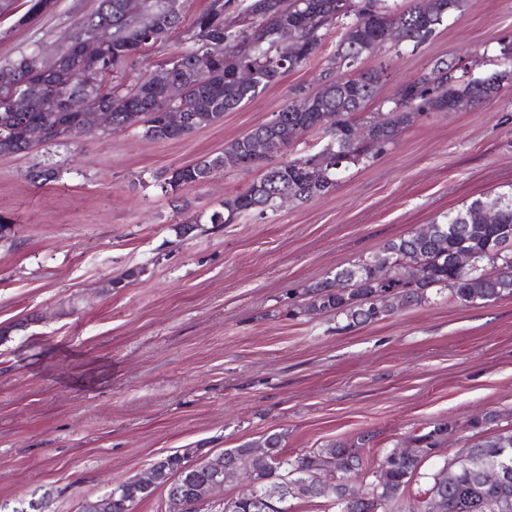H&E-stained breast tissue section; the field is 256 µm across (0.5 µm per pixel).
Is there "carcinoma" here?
Here are the masks:
<instances>
[{
    "mask_svg": "<svg viewBox=\"0 0 512 512\" xmlns=\"http://www.w3.org/2000/svg\"><path fill=\"white\" fill-rule=\"evenodd\" d=\"M122 2L99 0L92 12L103 28L107 60L102 63L83 64L68 49L47 61L32 51L4 65L18 74L29 105L27 111L16 112L7 96L0 95L1 156L26 154L62 137L81 122V114L65 111L61 99L41 93L43 83L56 85L64 95L81 92L80 74L94 71L99 76L94 99L111 110L112 130H137L155 141L178 139L223 120L224 113L238 109L315 57L328 30H341L318 92L293 98L274 118L229 143L221 154L169 172L166 185L175 191L209 180L223 169L261 170L245 190L224 198V211L210 218L213 224H229L245 214L262 217L276 210L283 195L298 200L327 195L336 188L342 164L369 163L423 114L453 112L456 100L466 96L474 104L490 102L498 96L503 82L512 81V47L505 53L504 69L493 73L484 84L475 83L464 73L456 75L455 64L442 59L400 87L393 98L378 104L377 115L363 118L360 113L375 99L384 68H372L348 79L339 72L387 43L386 32L393 25L402 29L405 43L420 46L449 14L464 7V0H431L426 6L423 0H410L402 10L389 0H210L191 24L192 49L176 54L167 64L172 80L189 83L185 95L170 104L145 82L129 89L106 78L125 64L131 48L143 52L166 39L178 28L182 13L171 10L170 0H143V12L132 18L122 11ZM219 44L224 45L222 54L215 52ZM200 53L209 56V64L206 75L195 79L194 59ZM241 67L255 73L253 82L238 80ZM171 106L186 116V123L172 126L165 120V111ZM326 115L335 117V122L322 124ZM314 131L327 138L321 151L273 162L285 148L300 144L303 136ZM254 139L269 144L263 160L252 157ZM505 196L512 198V189L437 217L426 237L414 232L387 244L336 273L334 280L313 287L300 312L343 316L344 328L350 329L421 303L431 288L448 290L449 298L464 306L512 297V205H499ZM458 252L472 256V270L457 269L454 255ZM449 430L451 427L443 422L412 437L411 454L398 461L388 454L380 463V472L371 476L357 448L334 445L290 460L283 454L281 436L271 434L259 443L246 442L220 455L225 464L250 474L254 489L248 497L226 499L224 481L213 479L206 464L190 463L179 454L154 464L155 486L166 487L169 512H180L179 501L187 497L217 504L223 512H261L258 501L264 498L280 512H288L283 504L291 496L289 485L303 478L304 468L319 466L329 471L331 479L339 476L345 482L324 493L315 492L310 498L330 501L336 512H388ZM501 448L509 449L507 461L512 465V428L472 444L434 475L420 512H427L436 495L446 500L447 512H512V485L505 489L486 487L470 470L472 458H488ZM348 494L360 498L347 505L343 497ZM151 495L139 481L131 480L105 496L85 498L81 512H132L137 502Z\"/></svg>",
    "mask_w": 512,
    "mask_h": 512,
    "instance_id": "cac0c4a2",
    "label": "carcinoma"
}]
</instances>
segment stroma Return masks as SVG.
<instances>
[{"mask_svg": "<svg viewBox=\"0 0 512 512\" xmlns=\"http://www.w3.org/2000/svg\"><path fill=\"white\" fill-rule=\"evenodd\" d=\"M210 0H186L168 39L129 60L132 85L186 50ZM97 0L0 6V63L65 49ZM318 55L221 123L153 141L100 129L0 156V512H78L172 455L205 462L278 433L297 457L358 444L370 468L411 436L449 422L401 497L415 512L433 476L476 435L512 427V297L463 306L447 292L347 331L327 315L290 316L309 287L512 187V81L488 103L430 112L370 164L340 171L332 193L266 217L211 223L257 171L238 168L164 189L175 167L221 153L300 93L320 87ZM512 0H467L419 47L385 44L377 101L440 59L498 69ZM52 167L37 186L32 170ZM198 222L184 239L178 224ZM494 424L474 431V417Z\"/></svg>", "mask_w": 512, "mask_h": 512, "instance_id": "35a3bbf8", "label": "stroma"}]
</instances>
